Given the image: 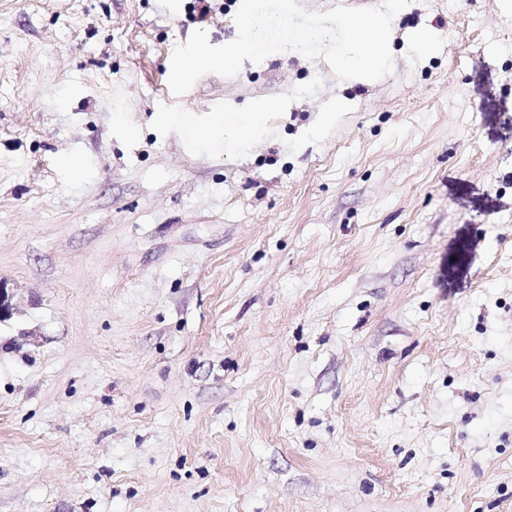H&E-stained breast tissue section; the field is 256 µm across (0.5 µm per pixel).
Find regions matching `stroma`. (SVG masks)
I'll use <instances>...</instances> for the list:
<instances>
[{
	"label": "stroma",
	"mask_w": 512,
	"mask_h": 512,
	"mask_svg": "<svg viewBox=\"0 0 512 512\" xmlns=\"http://www.w3.org/2000/svg\"><path fill=\"white\" fill-rule=\"evenodd\" d=\"M192 4L0 0V512H512V0L177 97Z\"/></svg>",
	"instance_id": "1"
}]
</instances>
